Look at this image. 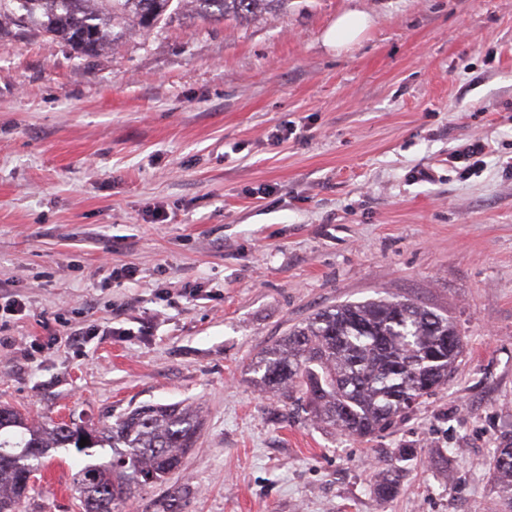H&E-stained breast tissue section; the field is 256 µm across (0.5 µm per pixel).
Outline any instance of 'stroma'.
<instances>
[{"instance_id":"stroma-1","label":"stroma","mask_w":512,"mask_h":512,"mask_svg":"<svg viewBox=\"0 0 512 512\" xmlns=\"http://www.w3.org/2000/svg\"><path fill=\"white\" fill-rule=\"evenodd\" d=\"M351 9L369 29L326 46ZM476 138L490 152L464 180L454 151ZM510 160L512 0H288L94 57L5 42L0 281L26 309L0 323V405L89 428L197 408L196 448L123 512H492L512 435ZM380 297L464 339L412 413L358 441L259 389L249 366L289 329ZM401 447L417 457L380 502ZM86 461L50 450L19 512H80ZM392 454L391 461L393 460L394 463L379 471L372 485L374 494L381 502H387L397 492L399 470L401 469L398 464L415 459L413 448H396Z\"/></svg>"}]
</instances>
